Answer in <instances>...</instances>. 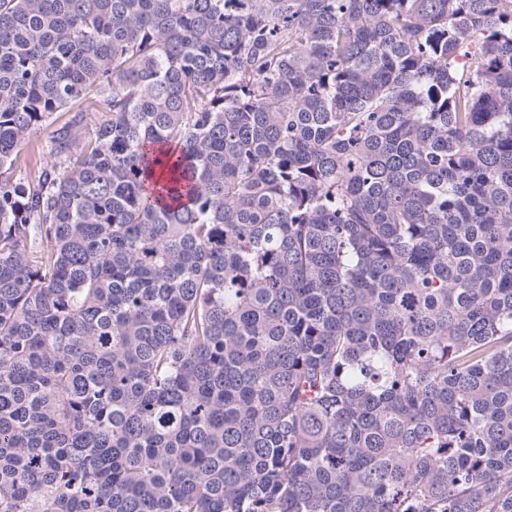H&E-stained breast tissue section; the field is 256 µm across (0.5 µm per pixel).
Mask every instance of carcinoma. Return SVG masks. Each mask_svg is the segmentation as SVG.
Returning <instances> with one entry per match:
<instances>
[{
    "label": "carcinoma",
    "instance_id": "carcinoma-1",
    "mask_svg": "<svg viewBox=\"0 0 512 512\" xmlns=\"http://www.w3.org/2000/svg\"><path fill=\"white\" fill-rule=\"evenodd\" d=\"M0 512H512V0H0ZM68 115H63L59 117L56 122L48 127H44L43 130L38 134V136L31 142L23 147L21 153L28 154L30 165L33 166L37 164H45L47 161H50L49 156V141L51 132L57 127L58 124L63 122Z\"/></svg>",
    "mask_w": 512,
    "mask_h": 512
}]
</instances>
